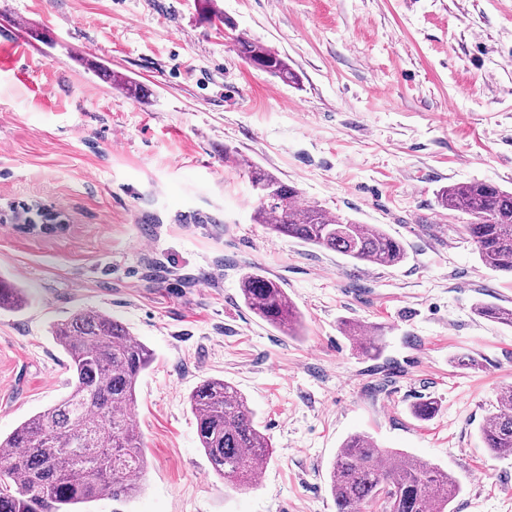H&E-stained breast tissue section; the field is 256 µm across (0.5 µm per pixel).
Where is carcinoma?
<instances>
[{
    "mask_svg": "<svg viewBox=\"0 0 512 512\" xmlns=\"http://www.w3.org/2000/svg\"><path fill=\"white\" fill-rule=\"evenodd\" d=\"M239 53L254 67L284 82L296 74L279 54L244 36ZM251 182L267 188L253 221L280 237L339 253L353 262L392 267L406 258L403 245L378 224H358L319 205L297 203L298 190L267 170L250 166ZM438 205L469 217L461 225L481 263L512 275V192L485 182L453 184L438 193ZM240 296L255 315L289 336L301 315L284 288L267 273L247 267ZM27 296L0 275V309L20 311ZM480 317L512 328V307L478 304ZM73 375L70 393L0 439V512H75L76 506L138 492L148 468L141 435L131 423L139 376L152 351L120 321L82 309L54 326ZM480 433L498 457L512 456V387L500 394ZM197 433L214 474L238 487L255 484L272 453L253 410L232 384L206 379L190 396ZM336 512H451L461 486L447 471L354 434L337 451L329 471Z\"/></svg>",
    "mask_w": 512,
    "mask_h": 512,
    "instance_id": "cac0c4a2",
    "label": "carcinoma"
}]
</instances>
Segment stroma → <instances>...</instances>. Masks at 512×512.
<instances>
[{"label":"stroma","mask_w":512,"mask_h":512,"mask_svg":"<svg viewBox=\"0 0 512 512\" xmlns=\"http://www.w3.org/2000/svg\"><path fill=\"white\" fill-rule=\"evenodd\" d=\"M215 4L234 29L202 21L198 0H0V272L29 297L0 310V437L70 392L51 328L92 309L154 359L132 418L146 479L85 512H336L330 464L356 433L448 471L454 512H512V457L479 431L512 385V328L474 312L512 307V277L479 261L465 215L437 206L450 184L512 190V0ZM238 33L287 58L298 83L250 65ZM251 164L301 202L381 225L406 260L275 238L252 221ZM34 204L68 227L9 223ZM248 266L279 281L301 335L244 306ZM207 378L235 385L270 438L255 487L211 471L189 403ZM426 398L438 410L417 419Z\"/></svg>","instance_id":"stroma-1"}]
</instances>
